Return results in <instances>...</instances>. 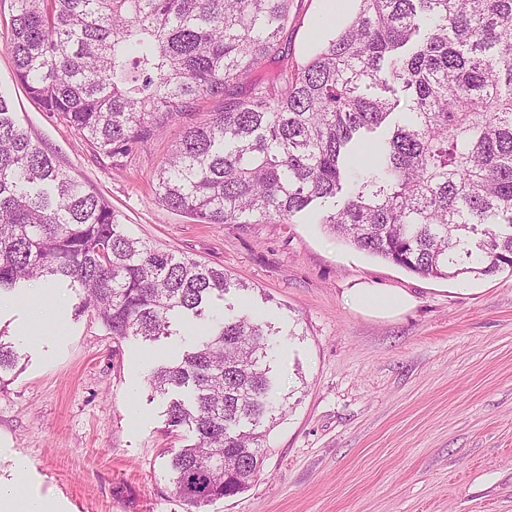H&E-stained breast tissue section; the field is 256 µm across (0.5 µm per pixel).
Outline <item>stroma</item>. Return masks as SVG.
Here are the masks:
<instances>
[{"mask_svg":"<svg viewBox=\"0 0 512 512\" xmlns=\"http://www.w3.org/2000/svg\"><path fill=\"white\" fill-rule=\"evenodd\" d=\"M14 0H0V95L61 171L102 197L128 232L246 282L217 302L265 312L280 330L273 363L288 407L250 487L203 512H512V272L424 278L369 255L302 216L292 224H202L162 205L155 173L179 125L106 157L17 80L6 44ZM280 53L303 61L317 0H291ZM403 291L394 318L348 308L358 284ZM63 333L40 330L26 292L8 295L0 330L19 356L0 376V483L19 482L59 512H183L168 476L194 441L167 425L152 363L189 350L190 325L148 345L116 339L75 289L51 281ZM28 463L17 473L16 459Z\"/></svg>","mask_w":512,"mask_h":512,"instance_id":"1","label":"stroma"}]
</instances>
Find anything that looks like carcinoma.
<instances>
[{"label": "carcinoma", "instance_id": "cac0c4a2", "mask_svg": "<svg viewBox=\"0 0 512 512\" xmlns=\"http://www.w3.org/2000/svg\"><path fill=\"white\" fill-rule=\"evenodd\" d=\"M14 2L16 78L108 157L224 99L174 139L155 178L165 206L203 224H291L343 192L320 223L360 251L423 277L512 270V0H354L304 62L271 77L291 0ZM234 80L247 96H226ZM395 83L402 102L381 96ZM396 110L365 159L357 134ZM40 279L78 286L80 310L118 339L199 321L192 350L149 373L155 392L190 396L167 408L170 427L196 436L171 454L170 480L185 512L244 492L286 404L271 323L210 314L248 286L129 234L0 95V294ZM16 362L0 339V373Z\"/></svg>", "mask_w": 512, "mask_h": 512}]
</instances>
